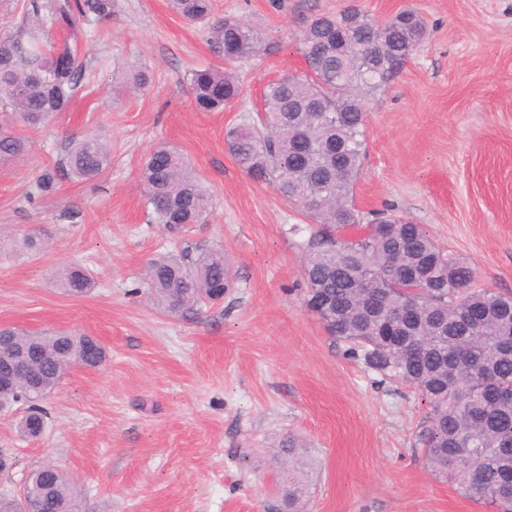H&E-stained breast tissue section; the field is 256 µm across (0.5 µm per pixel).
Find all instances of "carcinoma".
<instances>
[{
    "instance_id": "cac0c4a2",
    "label": "carcinoma",
    "mask_w": 512,
    "mask_h": 512,
    "mask_svg": "<svg viewBox=\"0 0 512 512\" xmlns=\"http://www.w3.org/2000/svg\"><path fill=\"white\" fill-rule=\"evenodd\" d=\"M113 7L114 0H27L15 32L0 38V105L31 126L64 111L84 90V42L99 35ZM169 7L188 22L205 23L213 3L169 0ZM425 33L426 23L413 9L384 22L359 9L310 17L297 41L307 71L269 84L257 120L229 128L225 143L248 174L323 225L306 244L308 301L329 305L325 329L350 354H361L369 369L427 400L431 413L419 443L434 474L496 512H512V296L473 288L470 266L443 253L421 225L396 214L366 222L353 202L367 147V113L360 107L385 91ZM213 44L224 67L197 69L190 77L203 112L236 102L241 85L235 67L262 46L255 29L232 15L214 28ZM148 81V70L139 65L124 75L134 89ZM321 104L330 114L316 110ZM27 150V139L0 128V159H18ZM111 162L97 135L73 139L31 196L54 194L60 171L88 181ZM140 178L155 220L171 230L204 223L212 209V195L171 148H155ZM363 222L364 237L341 236ZM422 270L435 288L418 296L412 286ZM232 279L221 249L161 255L145 273L157 307L181 317L222 300ZM59 282L64 294L79 298L93 278L72 265ZM7 333L14 336L9 354L26 363V373L0 394V402L25 406L21 432L38 438L47 415L41 403L66 371L75 365L99 369L108 353L90 336ZM298 448L290 439L280 450L288 456L280 485L285 512H304L308 497V462ZM27 496L42 500V512H82L79 485L53 465L33 471Z\"/></svg>"
}]
</instances>
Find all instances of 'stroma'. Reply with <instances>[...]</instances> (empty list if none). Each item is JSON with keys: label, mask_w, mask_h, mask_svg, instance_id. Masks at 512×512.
<instances>
[{"label": "stroma", "mask_w": 512, "mask_h": 512, "mask_svg": "<svg viewBox=\"0 0 512 512\" xmlns=\"http://www.w3.org/2000/svg\"><path fill=\"white\" fill-rule=\"evenodd\" d=\"M353 3L380 21L411 8L428 28L369 104L356 207L423 225L473 268L475 287L512 295V0H214L213 20L239 16L262 41L221 112L198 111L190 91L192 70L223 64L208 28L167 0H115L67 111L33 129L0 108V126L30 145L0 163V326L91 336L108 350L102 368H71L44 401L41 438L22 436L25 407L0 411V448L15 461L0 489L17 492L51 463L81 485L86 512H278L273 451L293 438L311 462L307 512H494L433 475L418 441L430 409L415 389L349 355L307 308L310 221L225 145L269 82L304 71V21ZM133 61L151 74L134 92L120 87ZM87 133L111 145L110 168L30 197ZM160 145L209 187L206 223L173 234L152 223L139 173ZM217 247L234 273L223 301L185 318L151 303L152 259ZM74 264L94 278L82 298L57 282Z\"/></svg>", "instance_id": "obj_1"}]
</instances>
